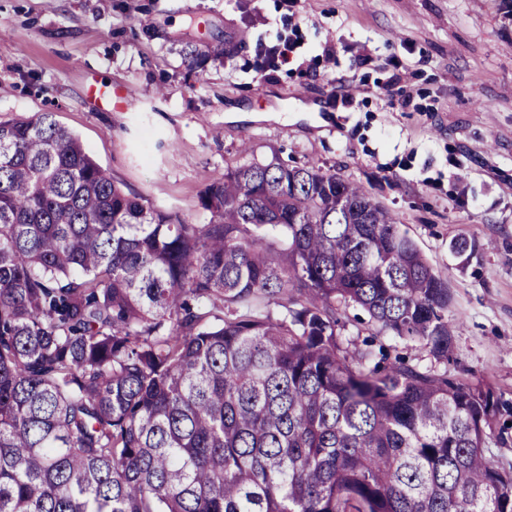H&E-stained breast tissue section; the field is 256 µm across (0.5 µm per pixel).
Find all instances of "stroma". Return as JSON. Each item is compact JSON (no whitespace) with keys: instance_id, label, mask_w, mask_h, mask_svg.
<instances>
[{"instance_id":"stroma-1","label":"stroma","mask_w":512,"mask_h":512,"mask_svg":"<svg viewBox=\"0 0 512 512\" xmlns=\"http://www.w3.org/2000/svg\"><path fill=\"white\" fill-rule=\"evenodd\" d=\"M37 112L188 224L250 157L358 184L448 281L449 378L512 404V0H0V121Z\"/></svg>"}]
</instances>
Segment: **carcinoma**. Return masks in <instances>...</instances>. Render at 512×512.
<instances>
[{
  "label": "carcinoma",
  "mask_w": 512,
  "mask_h": 512,
  "mask_svg": "<svg viewBox=\"0 0 512 512\" xmlns=\"http://www.w3.org/2000/svg\"><path fill=\"white\" fill-rule=\"evenodd\" d=\"M200 202L145 207L53 112L0 122V512H512L500 400L381 341H453L392 213L274 162ZM354 314H358V320H351L347 323L345 329L342 331V335L349 340H353L358 345H361V341L366 336H369L371 332H374L375 327L369 322V317L361 310L351 311V317Z\"/></svg>",
  "instance_id": "1"
}]
</instances>
